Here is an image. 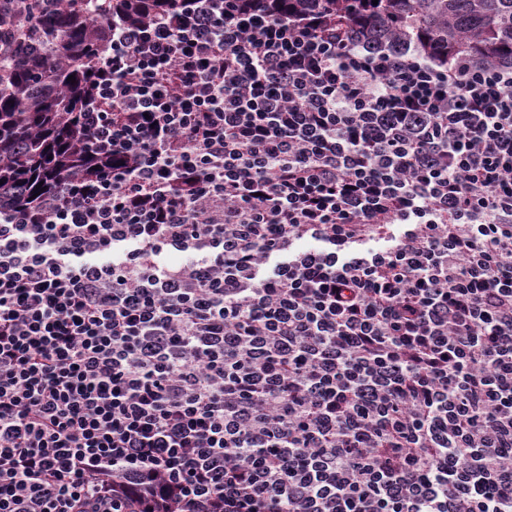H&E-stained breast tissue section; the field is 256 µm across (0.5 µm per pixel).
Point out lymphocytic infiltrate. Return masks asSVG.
Wrapping results in <instances>:
<instances>
[{
	"label": "lymphocytic infiltrate",
	"instance_id": "obj_1",
	"mask_svg": "<svg viewBox=\"0 0 512 512\" xmlns=\"http://www.w3.org/2000/svg\"><path fill=\"white\" fill-rule=\"evenodd\" d=\"M264 2L112 21L0 216V512H512V66Z\"/></svg>",
	"mask_w": 512,
	"mask_h": 512
}]
</instances>
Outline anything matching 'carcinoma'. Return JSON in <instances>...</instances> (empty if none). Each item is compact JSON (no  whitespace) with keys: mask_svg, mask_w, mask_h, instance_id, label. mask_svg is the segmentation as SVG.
I'll use <instances>...</instances> for the list:
<instances>
[{"mask_svg":"<svg viewBox=\"0 0 512 512\" xmlns=\"http://www.w3.org/2000/svg\"><path fill=\"white\" fill-rule=\"evenodd\" d=\"M174 0H12L3 14L23 9L24 28L0 27V180L16 187L0 210L43 201L55 181L81 182L112 166L85 141L80 112L91 93L87 72L110 38L108 21L139 23ZM274 16L322 7L337 20L362 24L380 45L412 44L446 62L466 57L512 65V0H275ZM75 81L68 80V77ZM41 188H36V185Z\"/></svg>","mask_w":512,"mask_h":512,"instance_id":"carcinoma-1","label":"carcinoma"}]
</instances>
